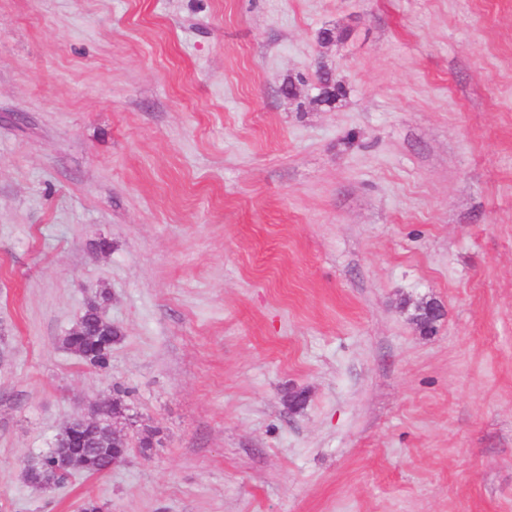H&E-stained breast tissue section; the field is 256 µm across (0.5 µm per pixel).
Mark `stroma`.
Returning <instances> with one entry per match:
<instances>
[{"mask_svg":"<svg viewBox=\"0 0 512 512\" xmlns=\"http://www.w3.org/2000/svg\"><path fill=\"white\" fill-rule=\"evenodd\" d=\"M115 398L125 463L26 480ZM88 499L512 512V0H0V512ZM97 305L90 304L83 312L81 321L87 326L85 336H72L70 332L63 336L61 342L63 346L69 349L72 346H78L83 353L78 356L84 363L96 369H106L112 359V346L121 340V331L118 327L108 322L100 325L96 318Z\"/></svg>","mask_w":512,"mask_h":512,"instance_id":"stroma-1","label":"stroma"}]
</instances>
